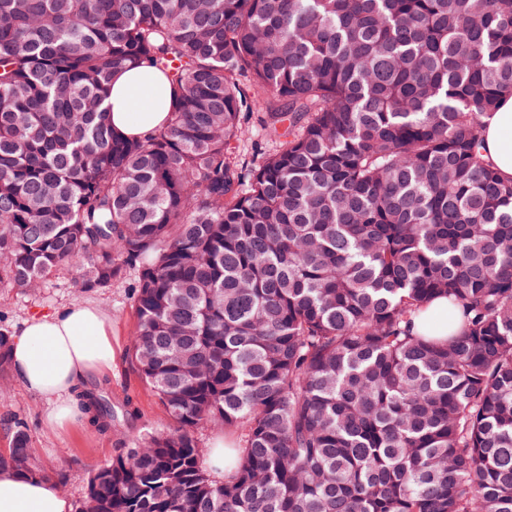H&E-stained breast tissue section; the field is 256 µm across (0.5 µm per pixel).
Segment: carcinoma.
Returning a JSON list of instances; mask_svg holds the SVG:
<instances>
[{"instance_id":"obj_1","label":"carcinoma","mask_w":512,"mask_h":512,"mask_svg":"<svg viewBox=\"0 0 512 512\" xmlns=\"http://www.w3.org/2000/svg\"><path fill=\"white\" fill-rule=\"evenodd\" d=\"M136 64L173 100L128 140L102 104ZM505 91L512 0H0V284L136 270L173 422L91 474L96 512H512ZM250 113L288 140L244 164ZM436 298L444 342L413 332ZM75 396L112 430L105 384ZM204 425L242 431L222 479ZM6 437L0 468L49 476ZM483 122L484 154L500 179L512 181V94L503 93L498 111Z\"/></svg>"}]
</instances>
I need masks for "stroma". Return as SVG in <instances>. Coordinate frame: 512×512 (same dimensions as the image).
I'll return each mask as SVG.
<instances>
[{
	"mask_svg": "<svg viewBox=\"0 0 512 512\" xmlns=\"http://www.w3.org/2000/svg\"><path fill=\"white\" fill-rule=\"evenodd\" d=\"M135 271H127L106 294L78 293L76 273L64 268L38 290L21 292L0 284V329L17 332L23 322L35 313H49L79 302H94L106 313L112 333V365L97 372L100 380L112 386V407L132 405L137 416L132 420L115 418L112 430L102 434L86 422L53 428L47 423V402L26 390L18 381H10V397L0 401V425L18 417L23 419L31 436L35 457L58 477L59 485L72 505L83 499L87 479L94 468L110 460L120 449L130 447L149 431L166 430L170 420L153 392L142 382L130 357L131 333L135 316L132 286Z\"/></svg>",
	"mask_w": 512,
	"mask_h": 512,
	"instance_id": "1",
	"label": "stroma"
}]
</instances>
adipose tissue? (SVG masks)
<instances>
[{
  "label": "adipose tissue",
  "mask_w": 512,
  "mask_h": 512,
  "mask_svg": "<svg viewBox=\"0 0 512 512\" xmlns=\"http://www.w3.org/2000/svg\"><path fill=\"white\" fill-rule=\"evenodd\" d=\"M171 89L153 68L118 72L105 101L112 126L141 137L167 124ZM482 147L500 179L512 181V94H503L497 112L484 120ZM14 371L28 391L49 404L54 426L76 422L81 410L73 391L88 373L112 364V337L102 309L71 304L30 316L11 350ZM70 500L51 478L27 480L0 470V512H71Z\"/></svg>",
  "instance_id": "ef3b65f1"
}]
</instances>
